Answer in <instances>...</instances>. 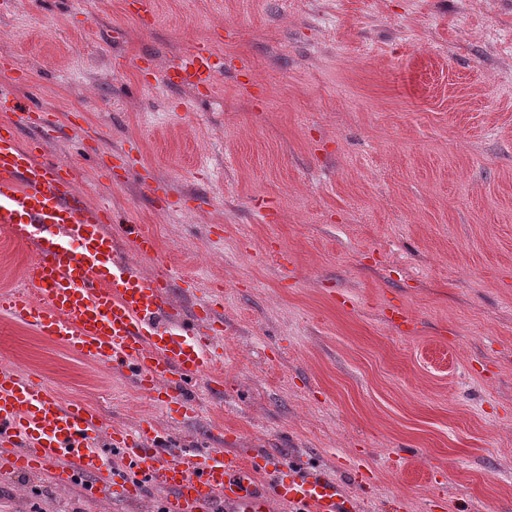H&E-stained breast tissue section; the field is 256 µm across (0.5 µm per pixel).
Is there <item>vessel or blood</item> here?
I'll return each mask as SVG.
<instances>
[{"instance_id": "1", "label": "vessel or blood", "mask_w": 512, "mask_h": 512, "mask_svg": "<svg viewBox=\"0 0 512 512\" xmlns=\"http://www.w3.org/2000/svg\"><path fill=\"white\" fill-rule=\"evenodd\" d=\"M211 44L199 43L169 69L171 87L214 89L219 67ZM0 112L20 123L0 125V231L31 247L23 289L0 295V312L79 358L129 372L141 392L168 413L188 415L201 377L223 356L214 339L223 324L210 297L191 314L169 300L171 272L142 275L120 253L112 207L88 204L73 188L70 165L43 153L52 113L19 103L0 90ZM138 256L157 253L155 238L133 231ZM123 467L115 469L112 458ZM34 473L58 486L82 484L103 501L119 494L143 501L148 489L166 494V512H208L222 500L228 512H271L284 502L298 512H355L339 484L279 459L226 455L220 448H181L152 423L130 432L106 428L100 412L65 402L31 376L0 366V474Z\"/></svg>"}]
</instances>
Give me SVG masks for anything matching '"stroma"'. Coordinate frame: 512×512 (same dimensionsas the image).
<instances>
[{
    "instance_id": "1",
    "label": "stroma",
    "mask_w": 512,
    "mask_h": 512,
    "mask_svg": "<svg viewBox=\"0 0 512 512\" xmlns=\"http://www.w3.org/2000/svg\"><path fill=\"white\" fill-rule=\"evenodd\" d=\"M213 42L211 97L166 71ZM0 86L56 112L45 151L89 203L155 235L144 275L191 309L222 288L224 384L157 410L128 376L0 317V363L119 429L288 457L357 512H512V0L0 4ZM126 148L128 170H101ZM169 184L161 208L142 173ZM30 248L0 233V291ZM33 474L0 512H157Z\"/></svg>"
}]
</instances>
